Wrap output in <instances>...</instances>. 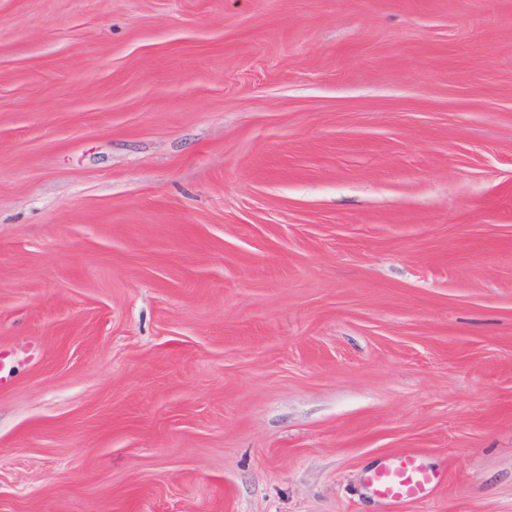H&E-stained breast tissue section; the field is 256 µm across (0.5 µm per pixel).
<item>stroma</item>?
I'll return each mask as SVG.
<instances>
[{"instance_id": "1", "label": "stroma", "mask_w": 512, "mask_h": 512, "mask_svg": "<svg viewBox=\"0 0 512 512\" xmlns=\"http://www.w3.org/2000/svg\"><path fill=\"white\" fill-rule=\"evenodd\" d=\"M0 512H512V0H0ZM444 480L418 453L385 456L362 476L366 494L390 506L389 512L431 497Z\"/></svg>"}]
</instances>
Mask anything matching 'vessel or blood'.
<instances>
[{"mask_svg": "<svg viewBox=\"0 0 512 512\" xmlns=\"http://www.w3.org/2000/svg\"><path fill=\"white\" fill-rule=\"evenodd\" d=\"M444 480V475L430 468L417 453L384 457L362 476L367 495L390 506L392 512L431 497Z\"/></svg>", "mask_w": 512, "mask_h": 512, "instance_id": "obj_1", "label": "vessel or blood"}]
</instances>
